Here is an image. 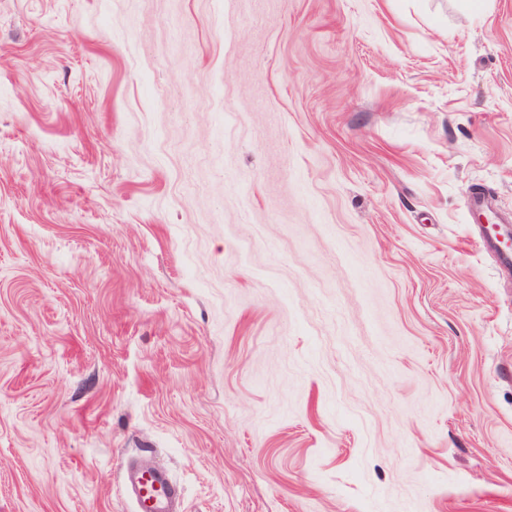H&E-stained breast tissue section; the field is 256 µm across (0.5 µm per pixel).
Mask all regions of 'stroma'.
Instances as JSON below:
<instances>
[{
  "label": "stroma",
  "instance_id": "35a3bbf8",
  "mask_svg": "<svg viewBox=\"0 0 512 512\" xmlns=\"http://www.w3.org/2000/svg\"><path fill=\"white\" fill-rule=\"evenodd\" d=\"M512 0H0V512H512ZM121 483L133 498L136 512H179L184 493L163 467L123 468Z\"/></svg>",
  "mask_w": 512,
  "mask_h": 512
}]
</instances>
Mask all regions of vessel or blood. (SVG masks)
<instances>
[{"mask_svg": "<svg viewBox=\"0 0 512 512\" xmlns=\"http://www.w3.org/2000/svg\"><path fill=\"white\" fill-rule=\"evenodd\" d=\"M121 482L133 498L136 512H179L183 489L163 467L124 466Z\"/></svg>", "mask_w": 512, "mask_h": 512, "instance_id": "obj_1", "label": "vessel or blood"}]
</instances>
